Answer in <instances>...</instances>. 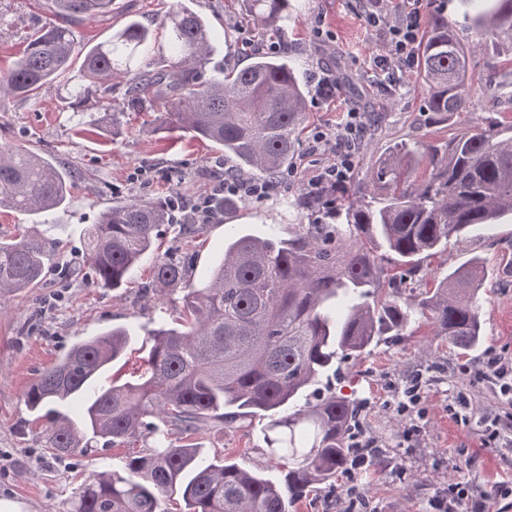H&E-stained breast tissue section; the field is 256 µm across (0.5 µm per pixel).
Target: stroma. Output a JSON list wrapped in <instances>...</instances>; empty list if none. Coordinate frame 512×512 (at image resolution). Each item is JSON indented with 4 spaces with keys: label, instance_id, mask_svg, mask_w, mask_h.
Instances as JSON below:
<instances>
[{
    "label": "stroma",
    "instance_id": "35a3bbf8",
    "mask_svg": "<svg viewBox=\"0 0 512 512\" xmlns=\"http://www.w3.org/2000/svg\"><path fill=\"white\" fill-rule=\"evenodd\" d=\"M174 2L115 0L111 13L74 25L73 34L77 42L92 46L130 18L155 28ZM188 4L209 21L216 64L243 68L247 47L266 45V38L225 0ZM295 5L298 18L288 25L284 48L302 75L322 67L336 81L331 99L310 104L304 124L307 138L315 129L335 128L347 107L375 110L381 93L364 74L373 57L383 53L384 41L369 35L353 0H295ZM53 16V0H0V30L7 34L0 40V67H9L28 35ZM492 56L512 59V39L501 37L493 48L478 50L474 63L481 90L467 112L442 119L425 109L418 69L400 73L394 88L397 104L371 135L363 137L353 179L369 173L393 143L441 145L489 116L512 124V69L490 68L487 60ZM81 68V59H74L67 77L36 96L0 101V144L54 158L73 173L68 207L51 216L63 244L47 261L40 285L0 296V500L12 502L16 512H66L79 474L112 468L109 448L90 457L61 458L45 448L40 428L27 424L23 395L30 383L81 338L119 325L133 326L142 336L171 325L182 305L180 287L152 282L143 269L128 287L115 289L78 274L86 229L103 209L118 202L158 197L190 202L207 197L226 168L223 153L211 143L162 128L154 113L124 109L121 91L105 100L93 89L73 99L71 92L82 81ZM327 161V156L310 153L305 139L274 194L241 202L230 218L215 216L200 238L166 230L159 241L160 254L174 259L191 256L189 279L199 284L205 282L226 235L242 227L264 234L273 226L285 235L294 225L314 222L313 212L289 209L288 203L311 190L314 175ZM474 255L483 257L487 269L481 292L483 352L512 358L511 217L449 243L447 252L420 262L416 277L435 286L450 267ZM481 360V354L460 353L447 337L435 335L432 325L418 319L407 335L342 363L343 375L333 382L335 391L361 409L359 426L351 435L378 440L380 455L371 467L340 471L335 489L319 485L317 493L292 512H434L435 499L462 474L488 492L512 486V447H485L481 421L488 410L502 419L512 418V399L501 396L494 378L479 375ZM417 375L423 381V397L412 412L401 413L404 390ZM461 392L469 394L474 409L466 424L453 416ZM199 440L241 467L268 464L256 447L257 435L243 430L207 433Z\"/></svg>",
    "mask_w": 512,
    "mask_h": 512
}]
</instances>
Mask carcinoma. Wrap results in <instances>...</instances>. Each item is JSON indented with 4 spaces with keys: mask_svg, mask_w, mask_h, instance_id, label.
Returning <instances> with one entry per match:
<instances>
[{
    "mask_svg": "<svg viewBox=\"0 0 512 512\" xmlns=\"http://www.w3.org/2000/svg\"><path fill=\"white\" fill-rule=\"evenodd\" d=\"M112 2L53 0L57 20L31 35L0 72V95L30 97L66 77L81 55L82 78L102 98L121 86L132 111L150 104L167 129L217 145L237 173L277 181L295 158L308 108V86L291 58L251 50L246 67L219 68L205 81L212 34L180 3L159 34L130 19L107 41L79 45L71 25L112 12ZM236 2L262 34L285 35L291 0ZM470 21L485 41L512 36V0H492L470 13ZM417 67L427 111H467L476 83L471 52L440 10L418 47ZM422 166L428 176L412 178ZM72 178L58 161L0 145V209L41 215L44 226L0 240L1 296L41 281L47 256L60 245L49 216L70 198ZM335 195L319 187L293 203L328 223L299 224L286 238L273 231L224 241L220 263L199 286L189 283L185 263L156 258L153 281L185 285L183 313L180 326L147 334L144 371L136 379L101 381L131 337L117 327L77 342L29 385L24 404L35 421L46 422L45 448L53 454L150 440L118 457L112 472L88 475L69 512H172L175 494L182 512H290L315 486L336 488L337 472L357 450L348 438L355 406L319 391L336 363L405 335L416 315L463 352L480 345L484 261L469 259L418 292L394 286L383 253L397 255L406 274H414L419 256L444 252L450 239L512 216V125L489 118L442 150L396 145L339 205H327ZM170 215L164 200L131 199L104 210L86 233L90 278L104 288L128 285L155 250L160 227H173ZM71 404L80 405L78 425L62 411ZM287 408L293 412L282 415ZM256 420L278 480L210 457L196 443L207 428L235 425L249 433Z\"/></svg>",
    "mask_w": 512,
    "mask_h": 512,
    "instance_id": "1",
    "label": "carcinoma"
}]
</instances>
